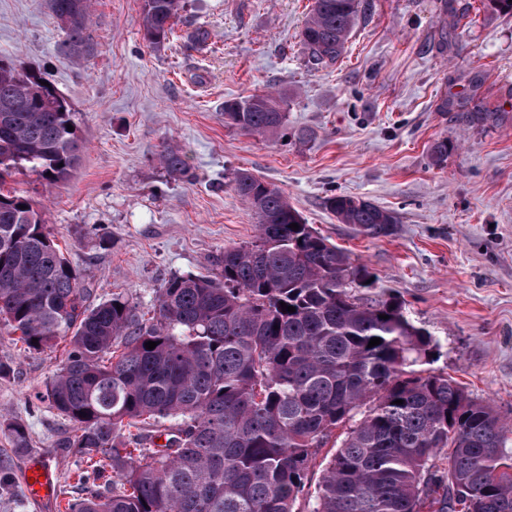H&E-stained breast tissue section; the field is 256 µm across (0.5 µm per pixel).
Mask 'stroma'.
<instances>
[{
    "mask_svg": "<svg viewBox=\"0 0 512 512\" xmlns=\"http://www.w3.org/2000/svg\"><path fill=\"white\" fill-rule=\"evenodd\" d=\"M93 51L58 52L62 31L46 0H0V58L42 72L66 98L87 149L73 175L18 187L45 213V230L82 274L90 303L123 294L152 314L165 281L206 275L224 249L251 241L259 218L232 190L246 170L278 186L306 224L392 290L411 320L441 344L430 370L512 421V15L486 0H369L342 57L314 68L299 32L313 0H183L176 34L146 48L143 0H92ZM209 33L207 50L187 39ZM286 93L288 131L304 144L224 125V102ZM454 110L437 111L441 98ZM488 120L464 124L460 112ZM448 143V159L430 150ZM185 156L186 178L157 159ZM337 194L394 211L391 235L340 223ZM67 347L24 351L0 323V414L28 427L30 452L48 458L62 501L106 491L73 448L56 447L68 424L41 396ZM347 431L317 448L295 504L307 512L322 471ZM24 463L0 437V512H41L20 480Z\"/></svg>",
    "mask_w": 512,
    "mask_h": 512,
    "instance_id": "obj_1",
    "label": "stroma"
}]
</instances>
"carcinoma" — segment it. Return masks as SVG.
<instances>
[{
    "mask_svg": "<svg viewBox=\"0 0 512 512\" xmlns=\"http://www.w3.org/2000/svg\"><path fill=\"white\" fill-rule=\"evenodd\" d=\"M143 3V39L159 50L181 0ZM47 4L65 34L60 51L90 54L91 0ZM368 6L314 0L299 34L312 65L336 63ZM41 81L0 59V321L30 351L69 338L42 395L71 424L56 445L113 480L67 512H295L314 449L347 421L309 512H512V425L447 374L419 369L438 341L399 297H361L374 287L366 266L304 223L272 183L235 174L232 190L259 217L255 240L214 257L209 275L170 278L153 317L119 294L91 304L42 212L10 186L26 171L64 181L84 149L67 129L68 102ZM284 104L271 92L226 100L224 125L284 138ZM159 160L188 175L180 153L165 149ZM326 207L372 237L398 223L362 197L332 195ZM374 337L381 343L370 348ZM140 424L167 438L136 465L128 447ZM0 434L16 452L29 448L13 417L0 415ZM442 448L451 449L445 467Z\"/></svg>",
    "mask_w": 512,
    "mask_h": 512,
    "instance_id": "cac0c4a2",
    "label": "carcinoma"
}]
</instances>
